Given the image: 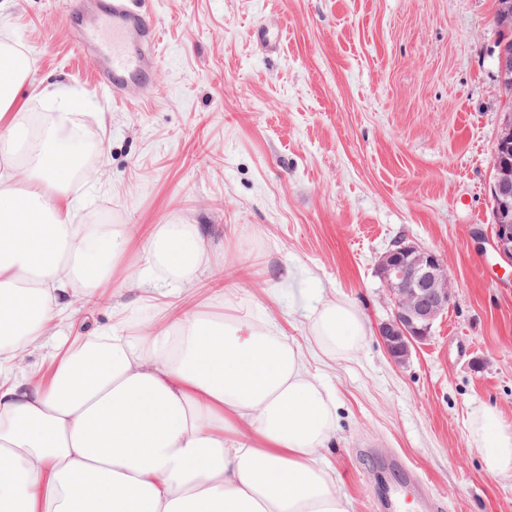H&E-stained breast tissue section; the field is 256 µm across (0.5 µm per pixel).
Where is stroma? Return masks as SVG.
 Wrapping results in <instances>:
<instances>
[{"instance_id":"stroma-1","label":"stroma","mask_w":512,"mask_h":512,"mask_svg":"<svg viewBox=\"0 0 512 512\" xmlns=\"http://www.w3.org/2000/svg\"><path fill=\"white\" fill-rule=\"evenodd\" d=\"M67 0H7L0 34L28 56L24 107L97 112L99 149L77 183V224H110L125 252L63 325L87 337L120 311L165 326L224 309L274 320L336 398L320 459L350 512H512V474L470 433L495 407L512 430V264L488 252L490 185L505 99L496 0H151L163 63L148 94L94 88L96 57L68 34ZM274 29L267 48L252 32ZM53 80L64 92L41 93ZM159 224L200 236L190 283L145 277ZM406 240L447 264L454 296L401 365L377 334L391 312L380 257ZM354 304L367 334L350 356L311 351L314 314ZM400 458L393 471L386 459Z\"/></svg>"}]
</instances>
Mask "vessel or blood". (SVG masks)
Returning a JSON list of instances; mask_svg holds the SVG:
<instances>
[{
	"instance_id": "1",
	"label": "vessel or blood",
	"mask_w": 512,
	"mask_h": 512,
	"mask_svg": "<svg viewBox=\"0 0 512 512\" xmlns=\"http://www.w3.org/2000/svg\"><path fill=\"white\" fill-rule=\"evenodd\" d=\"M143 2L80 0L69 15L76 44L100 62L96 86L116 99L124 96L129 83L149 87L161 59L158 29ZM104 30L110 31V39L101 38Z\"/></svg>"
}]
</instances>
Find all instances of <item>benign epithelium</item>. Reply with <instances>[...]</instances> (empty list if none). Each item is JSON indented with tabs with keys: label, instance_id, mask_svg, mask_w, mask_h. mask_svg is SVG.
I'll return each mask as SVG.
<instances>
[{
	"label": "benign epithelium",
	"instance_id": "benign-epithelium-1",
	"mask_svg": "<svg viewBox=\"0 0 512 512\" xmlns=\"http://www.w3.org/2000/svg\"><path fill=\"white\" fill-rule=\"evenodd\" d=\"M491 193L495 202V236L492 246L512 263V225L506 222L512 207V170L496 169ZM379 270L390 293L391 316L377 332L390 359L403 364L411 349L430 334L439 316L448 312L451 279L444 260L412 242L398 241L379 261Z\"/></svg>",
	"mask_w": 512,
	"mask_h": 512
}]
</instances>
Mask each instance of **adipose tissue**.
<instances>
[{"label": "adipose tissue", "instance_id": "1", "mask_svg": "<svg viewBox=\"0 0 512 512\" xmlns=\"http://www.w3.org/2000/svg\"><path fill=\"white\" fill-rule=\"evenodd\" d=\"M28 58L0 43V512H348L319 452L335 434L333 398L277 323L254 320L225 289L222 316L186 313L163 330L73 340L50 332L78 292L112 271L126 241L73 223L63 197L83 132L75 112L40 127L16 111ZM23 190H16V183ZM199 239L158 225L147 267L189 283ZM367 332L342 300L316 312L317 347L343 357ZM50 342L49 375L17 376L25 347ZM472 436L488 469L512 472V432L495 407Z\"/></svg>", "mask_w": 512, "mask_h": 512}]
</instances>
